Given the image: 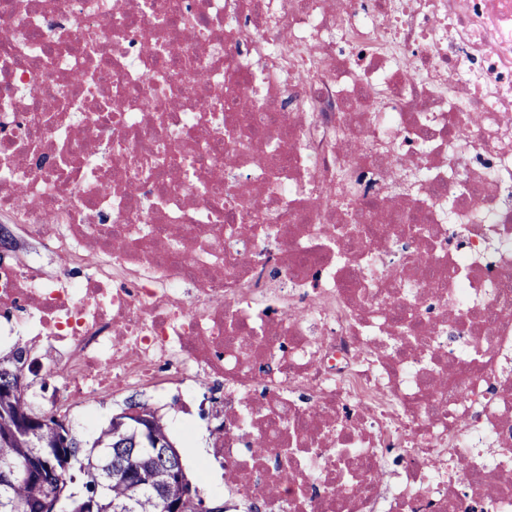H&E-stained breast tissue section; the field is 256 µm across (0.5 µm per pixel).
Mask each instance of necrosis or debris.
<instances>
[{
  "instance_id": "4bbe7bcc",
  "label": "necrosis or debris",
  "mask_w": 512,
  "mask_h": 512,
  "mask_svg": "<svg viewBox=\"0 0 512 512\" xmlns=\"http://www.w3.org/2000/svg\"><path fill=\"white\" fill-rule=\"evenodd\" d=\"M1 213L70 407L166 366L262 512H512V0H0ZM5 225L12 234L13 245L16 243V248L12 251L4 252L3 255L17 261L34 260L45 266L61 265V260L56 259L48 253L44 244L35 238L25 235L19 228V224H14L9 216L2 215L0 217V225Z\"/></svg>"
}]
</instances>
